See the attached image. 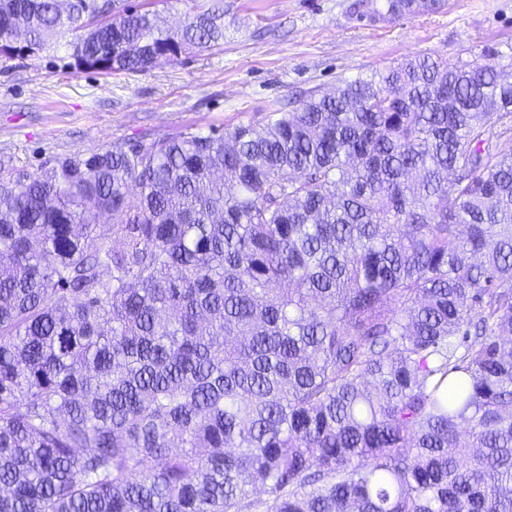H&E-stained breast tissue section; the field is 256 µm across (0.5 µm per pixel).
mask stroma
I'll list each match as a JSON object with an SVG mask.
<instances>
[{"mask_svg":"<svg viewBox=\"0 0 512 512\" xmlns=\"http://www.w3.org/2000/svg\"><path fill=\"white\" fill-rule=\"evenodd\" d=\"M127 2L172 31L220 6L224 42L140 73L71 69L66 35L22 60L0 56V165L33 172L117 141L263 124L300 93L330 92L419 55L512 62V0H442L403 18L358 15L352 0Z\"/></svg>","mask_w":512,"mask_h":512,"instance_id":"1","label":"stroma"}]
</instances>
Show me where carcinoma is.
<instances>
[{
  "instance_id": "cac0c4a2",
  "label": "carcinoma",
  "mask_w": 512,
  "mask_h": 512,
  "mask_svg": "<svg viewBox=\"0 0 512 512\" xmlns=\"http://www.w3.org/2000/svg\"><path fill=\"white\" fill-rule=\"evenodd\" d=\"M16 18L77 70L224 40L217 9L175 38L0 0L2 55ZM511 119L505 66L423 55L261 127L0 169V512H512Z\"/></svg>"
}]
</instances>
